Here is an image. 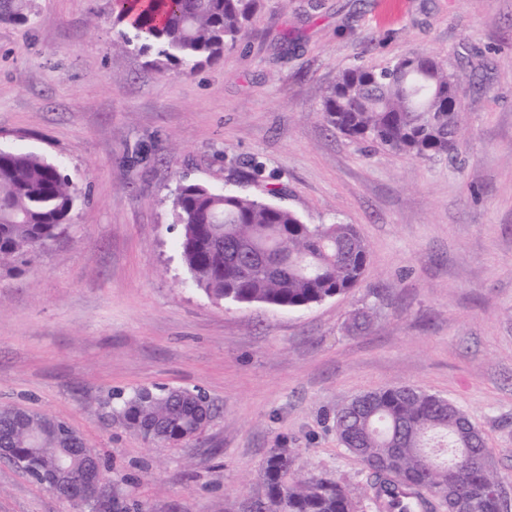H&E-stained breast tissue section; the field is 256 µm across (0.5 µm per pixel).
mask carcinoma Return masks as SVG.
<instances>
[{
  "label": "carcinoma",
  "instance_id": "carcinoma-1",
  "mask_svg": "<svg viewBox=\"0 0 512 512\" xmlns=\"http://www.w3.org/2000/svg\"><path fill=\"white\" fill-rule=\"evenodd\" d=\"M113 27L134 51L153 56L156 70L190 75L248 39L259 0H113ZM28 0H0V23L28 20ZM457 92L447 59L409 53L383 67L343 70L327 90L322 119L341 134L415 159L450 157L459 115L448 109ZM80 191L61 167L31 151L0 149V265L22 266L69 226ZM180 226L179 250L193 285L215 301L296 310L357 287L369 247L351 224H307L269 201L180 183L171 199ZM371 315L356 310L355 332ZM119 414L145 439L188 441L204 430L213 407L201 392L140 389ZM339 442L366 473L356 488L310 471L291 472L292 455L273 449L265 461L266 495L244 512H501L484 493L501 480L482 432L448 400L412 385L384 387L336 407ZM84 444L66 423L15 406L0 407V446L11 465L41 476L65 461L70 474Z\"/></svg>",
  "mask_w": 512,
  "mask_h": 512
}]
</instances>
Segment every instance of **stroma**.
<instances>
[{
  "label": "stroma",
  "mask_w": 512,
  "mask_h": 512,
  "mask_svg": "<svg viewBox=\"0 0 512 512\" xmlns=\"http://www.w3.org/2000/svg\"><path fill=\"white\" fill-rule=\"evenodd\" d=\"M30 14L0 23V148L60 164L81 198L30 267L0 269V404L68 423L108 487L77 508L0 463V512H242L274 448L357 485L334 411L401 384L467 413L512 507V0H260L251 37L188 76L122 47L112 0ZM413 51L454 75L453 158L329 130L342 70ZM182 181L355 225L361 284L295 311L212 300L177 247ZM143 388L196 389L217 412L190 442L152 443L114 413Z\"/></svg>",
  "instance_id": "1"
}]
</instances>
